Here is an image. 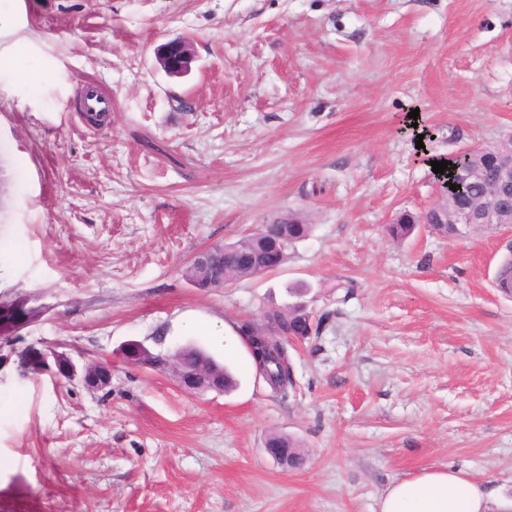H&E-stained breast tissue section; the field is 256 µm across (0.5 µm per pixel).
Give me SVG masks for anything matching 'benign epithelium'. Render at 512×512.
I'll return each mask as SVG.
<instances>
[{
	"instance_id": "obj_1",
	"label": "benign epithelium",
	"mask_w": 512,
	"mask_h": 512,
	"mask_svg": "<svg viewBox=\"0 0 512 512\" xmlns=\"http://www.w3.org/2000/svg\"><path fill=\"white\" fill-rule=\"evenodd\" d=\"M161 68L168 77H184L191 71L194 55L190 44L186 41H171L164 47L158 57ZM465 152L480 155L488 159L489 166L480 169L463 168L449 165L439 175L441 199L429 210L418 216V223L429 229L436 230L442 237L448 236V223L457 226L455 236L459 237L473 226H492L509 224L512 216L503 202L512 189V150L506 151L501 145L488 147H470ZM461 180H474L486 184V192L476 203H455L453 218H448L442 203L453 193L449 187L448 175ZM244 241L232 246L213 245L197 252L187 263L184 276L194 288H226L233 283L229 276L216 281L209 279L204 255L212 251L230 250L236 253L243 262L241 268L250 271L254 276H262L279 269L284 263L285 243L288 242V230L279 228L278 237H272L269 226L262 224L252 232L243 235ZM123 360L139 369H152L155 372L171 375L176 384L183 390L196 395L208 392L224 393V367L201 353L198 355L197 368L192 372L182 370L179 351L165 356L152 353L139 341H129L122 347ZM65 375L69 380H79L91 392L104 391L112 384V363L101 359H89L80 367L68 362ZM266 453L284 468H292L290 449L278 439H271L265 445Z\"/></svg>"
}]
</instances>
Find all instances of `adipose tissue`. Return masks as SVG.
<instances>
[{
  "instance_id": "1",
  "label": "adipose tissue",
  "mask_w": 512,
  "mask_h": 512,
  "mask_svg": "<svg viewBox=\"0 0 512 512\" xmlns=\"http://www.w3.org/2000/svg\"><path fill=\"white\" fill-rule=\"evenodd\" d=\"M488 486L452 469L432 470L392 484L380 512H491Z\"/></svg>"
}]
</instances>
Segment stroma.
Masks as SVG:
<instances>
[{
  "mask_svg": "<svg viewBox=\"0 0 512 512\" xmlns=\"http://www.w3.org/2000/svg\"><path fill=\"white\" fill-rule=\"evenodd\" d=\"M0 512H379L452 466L512 501V226L401 243L431 164L512 136V0H0ZM189 42L191 72L157 61ZM112 99L87 125L74 88ZM418 118H411V110ZM305 216L287 262L220 290L201 248ZM305 285L310 335L274 394L243 329ZM200 325L189 328L187 318ZM233 324L232 341L209 323ZM129 340L230 367L194 395L123 362ZM112 364L91 393L31 350ZM305 463L277 464L270 434ZM416 217L404 212L399 215L394 224H389L386 228L387 234L394 242H402L406 240L415 231L418 224H415Z\"/></svg>",
  "mask_w": 512,
  "mask_h": 512,
  "instance_id": "35a3bbf8",
  "label": "stroma"
}]
</instances>
